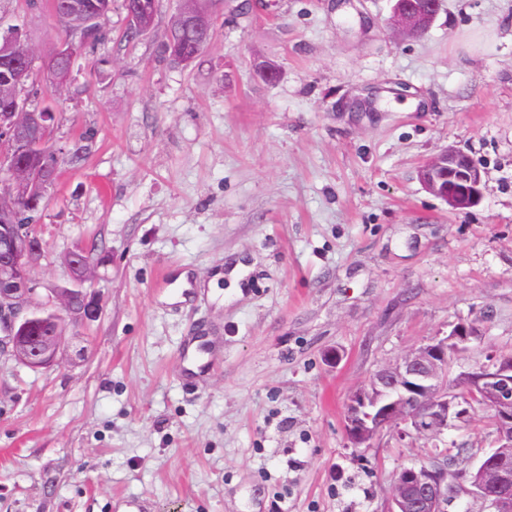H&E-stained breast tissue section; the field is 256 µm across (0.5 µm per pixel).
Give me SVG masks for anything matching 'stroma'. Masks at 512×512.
Returning <instances> with one entry per match:
<instances>
[{"mask_svg": "<svg viewBox=\"0 0 512 512\" xmlns=\"http://www.w3.org/2000/svg\"><path fill=\"white\" fill-rule=\"evenodd\" d=\"M393 4L224 0L187 68L162 52L180 0L131 44L113 6L56 104L59 141L92 139L35 268L64 284L96 243L100 315L50 369L0 354V512H386L431 447H351L349 396L460 322L483 335L465 364L512 355V0H443L420 39ZM0 9L52 56L49 8ZM450 147L482 171L463 212L419 179Z\"/></svg>", "mask_w": 512, "mask_h": 512, "instance_id": "35a3bbf8", "label": "stroma"}]
</instances>
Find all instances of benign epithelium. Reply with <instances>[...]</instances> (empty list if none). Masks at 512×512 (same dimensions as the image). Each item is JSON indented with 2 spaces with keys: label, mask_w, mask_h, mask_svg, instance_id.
Returning <instances> with one entry per match:
<instances>
[{
  "label": "benign epithelium",
  "mask_w": 512,
  "mask_h": 512,
  "mask_svg": "<svg viewBox=\"0 0 512 512\" xmlns=\"http://www.w3.org/2000/svg\"><path fill=\"white\" fill-rule=\"evenodd\" d=\"M178 12L180 21L209 32L210 6L206 0H186ZM441 7V0H421L415 11L397 10L394 16L412 34L427 30ZM155 0L130 4L129 22L148 31L154 22ZM55 17L79 16L90 23L95 15L86 0H66ZM0 42L12 50L0 60L7 72L0 75V180L18 189L16 196H0V349L12 353L22 365L47 369L64 349L66 323L85 326L100 313L88 293L93 259L84 247L67 257L72 274L67 286L43 288L33 277L42 254L38 232L14 223L22 199L44 195L54 185L66 144L54 137L58 115L29 108L30 81L46 75L60 89L71 77L72 67L61 69L38 56L28 45L25 31L12 26L0 34ZM454 148L429 159L420 170L425 188L456 212L475 206L481 198L480 166L458 165ZM481 340L477 327L459 324L445 337H438L406 354L398 362L376 371L366 385L349 398L346 432L354 448H368L388 433L403 440L421 437L441 439L451 427H460L470 415L469 400L448 389V357L468 352ZM454 384L472 394L495 412L499 430L495 448L478 460L477 478L465 491L481 499L488 512H512V355L495 351L488 359L458 373ZM448 463L402 466L394 474L388 512H447Z\"/></svg>",
  "instance_id": "benign-epithelium-1"
}]
</instances>
